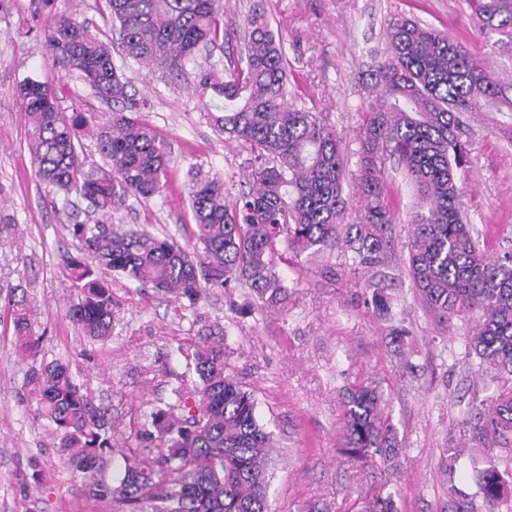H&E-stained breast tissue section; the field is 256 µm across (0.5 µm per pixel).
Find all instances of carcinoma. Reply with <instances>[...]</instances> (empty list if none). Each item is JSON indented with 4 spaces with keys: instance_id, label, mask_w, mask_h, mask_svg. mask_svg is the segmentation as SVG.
<instances>
[{
    "instance_id": "1",
    "label": "carcinoma",
    "mask_w": 512,
    "mask_h": 512,
    "mask_svg": "<svg viewBox=\"0 0 512 512\" xmlns=\"http://www.w3.org/2000/svg\"><path fill=\"white\" fill-rule=\"evenodd\" d=\"M123 54L180 73L205 52L197 73L200 98L223 105L207 113L221 134L251 156L249 191L229 203L218 177L190 180L193 244L146 229H116L101 220L74 225L80 255L66 259L76 299L67 309L85 335L103 341L112 332V294L103 275L116 273L139 288L195 303L207 288L229 291L243 282L258 309L288 306L286 278L304 255L341 259L366 270L382 262L388 230L397 221L387 196V163H395L415 190L406 244L408 272L422 302L447 322L475 330L463 337V357L475 374L498 382L496 394L474 400L466 423L488 446L512 450V244L490 254L475 237L462 205L458 171L471 163L462 117L497 112L512 128V85L505 86L454 35L404 15L386 22L387 55L369 72L370 100L360 131L357 187L364 199L350 210L343 196L347 162L336 129L316 112L288 101L283 41L267 16L248 15L243 45L225 41L224 0H107ZM470 17L493 44H512V0H464ZM44 19L53 67L76 72L97 96L125 107L110 113L60 111L55 91L29 79L18 89L29 124L36 177L64 196L110 209L130 199L160 196L168 187L166 145L130 104V79L74 13L51 9ZM226 63L214 61V52ZM92 132L105 166L87 171L79 134ZM14 345L35 359L40 337L26 293L7 303ZM205 344L192 355L195 389L174 390L176 401L156 407L136 439L159 440L150 457L133 448L117 484L94 479L112 451V422L82 392L69 365L30 368L29 396L48 421L71 472L88 481L93 497L155 512H269L267 488L273 441L257 416L253 394L227 373L224 326L203 322ZM386 399L371 383L346 391L341 453L357 467L402 451L385 413ZM456 457L446 461L448 508L480 512L475 497L512 508V455L488 456L476 476V496L455 483ZM365 512H398L393 495H375Z\"/></svg>"
}]
</instances>
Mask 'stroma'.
<instances>
[{"label":"stroma","mask_w":512,"mask_h":512,"mask_svg":"<svg viewBox=\"0 0 512 512\" xmlns=\"http://www.w3.org/2000/svg\"><path fill=\"white\" fill-rule=\"evenodd\" d=\"M107 42L115 41L107 0H55ZM260 7L284 45L290 101H314L343 137L350 164L358 162V132L367 104L368 68L386 54L385 22L396 14L448 30L473 57L512 83V48L491 47L464 12L461 0H227L224 30L240 37L244 19ZM43 0H0V512H151L89 495L64 465L55 439L24 386L29 363L14 348L4 298L29 289L32 319L42 336L45 361L68 362L76 381L112 419L115 446L105 454L99 480L123 474V444L155 405L171 401L201 344L198 320L218 321L230 348V372L251 391L261 423L273 434L274 466L268 491L273 512H361L374 494L393 493L399 512H439L448 499L441 458L465 454L463 488L475 492L473 465L489 451L474 447L462 420L471 398H485L494 383H473L450 351L465 329L440 320L421 301L408 273L407 228L412 198L401 173L385 181L399 204L392 227L394 249L383 262L353 275L325 276L318 261L290 272L287 309L242 317L247 289L210 291L197 307L150 288L106 278L112 291V335L100 343L68 318L76 297L65 260L77 254L72 227L102 219L79 197L63 200L34 174L28 124L19 85L34 78L54 86L64 112H108L76 76L54 68L42 35ZM195 63L182 75L158 67H132L131 92L141 119L167 145L172 189L167 195L112 209L115 224H144L155 233L192 239L186 193L192 175L222 177L236 195L247 156L225 142L195 90ZM492 112L472 113L467 135L471 164L461 172L463 201L489 251L512 239V135ZM384 288L393 315L367 307L373 287ZM410 331L402 354L389 333L395 323ZM378 385L404 448L390 462L374 458L356 469L339 453V422L347 387Z\"/></svg>","instance_id":"1"}]
</instances>
